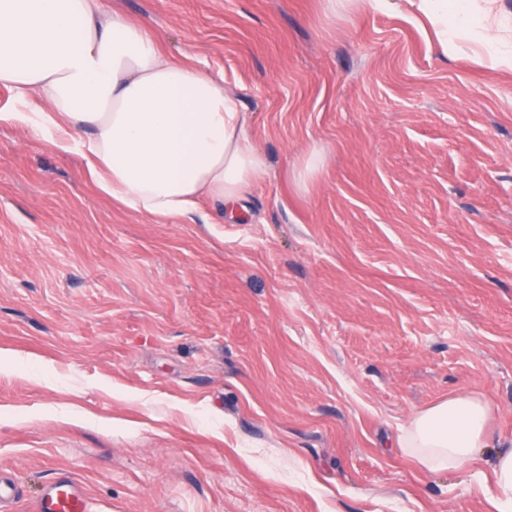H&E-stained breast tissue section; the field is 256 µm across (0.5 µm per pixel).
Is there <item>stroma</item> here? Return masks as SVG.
I'll return each instance as SVG.
<instances>
[{
	"label": "stroma",
	"mask_w": 512,
	"mask_h": 512,
	"mask_svg": "<svg viewBox=\"0 0 512 512\" xmlns=\"http://www.w3.org/2000/svg\"><path fill=\"white\" fill-rule=\"evenodd\" d=\"M242 101L234 209L134 212L0 126V476L93 512H500L397 447L473 392L512 448V72L405 0H104ZM322 160L300 174L310 154ZM35 512H90L86 494L68 474L61 473L46 484Z\"/></svg>",
	"instance_id": "stroma-1"
}]
</instances>
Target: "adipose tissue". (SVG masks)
Returning <instances> with one entry per match:
<instances>
[{"mask_svg":"<svg viewBox=\"0 0 512 512\" xmlns=\"http://www.w3.org/2000/svg\"><path fill=\"white\" fill-rule=\"evenodd\" d=\"M409 2L448 55L458 31L485 29L497 0ZM0 85L23 105L0 123L79 153L99 189L139 213L175 219L207 199L236 202L267 170L240 97L167 58L149 25L105 15L102 0H0ZM493 414L479 396L453 395L417 411L397 445L432 473L486 456L497 500L512 504V448H496Z\"/></svg>","mask_w":512,"mask_h":512,"instance_id":"ef3b65f1","label":"adipose tissue"}]
</instances>
